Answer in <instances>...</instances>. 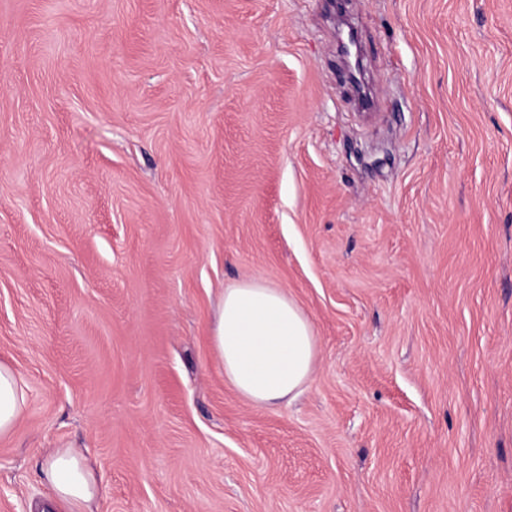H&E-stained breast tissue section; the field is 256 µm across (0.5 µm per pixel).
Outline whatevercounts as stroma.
<instances>
[{
    "mask_svg": "<svg viewBox=\"0 0 512 512\" xmlns=\"http://www.w3.org/2000/svg\"><path fill=\"white\" fill-rule=\"evenodd\" d=\"M0 0V512H512V0ZM246 279L318 356L258 408L211 347ZM26 402L21 377L10 366L0 363V436L12 433ZM50 494L37 501L33 512H75L95 505L100 510L97 479L86 458L69 448H55L42 462Z\"/></svg>",
    "mask_w": 512,
    "mask_h": 512,
    "instance_id": "obj_1",
    "label": "stroma"
}]
</instances>
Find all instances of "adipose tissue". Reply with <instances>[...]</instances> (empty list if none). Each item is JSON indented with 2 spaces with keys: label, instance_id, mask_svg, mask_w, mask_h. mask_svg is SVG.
I'll list each match as a JSON object with an SVG mask.
<instances>
[{
  "label": "adipose tissue",
  "instance_id": "obj_1",
  "mask_svg": "<svg viewBox=\"0 0 512 512\" xmlns=\"http://www.w3.org/2000/svg\"><path fill=\"white\" fill-rule=\"evenodd\" d=\"M212 343L225 379L257 407L295 401L311 380L318 353L313 326L297 302L257 280L225 288ZM26 402L21 377L0 363V436L12 433ZM42 472L50 494L35 503V512H76L98 504L95 473L78 453L54 449L44 457Z\"/></svg>",
  "mask_w": 512,
  "mask_h": 512
}]
</instances>
